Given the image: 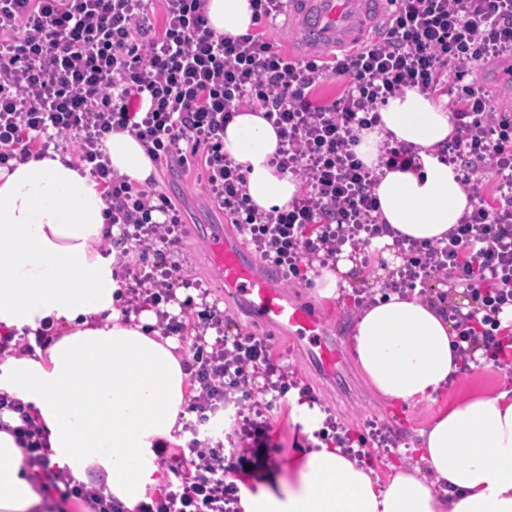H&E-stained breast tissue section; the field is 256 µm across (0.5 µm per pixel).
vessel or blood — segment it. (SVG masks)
I'll return each mask as SVG.
<instances>
[{"mask_svg":"<svg viewBox=\"0 0 512 512\" xmlns=\"http://www.w3.org/2000/svg\"><path fill=\"white\" fill-rule=\"evenodd\" d=\"M386 0H287L288 24L302 51L342 49L355 45L378 29ZM209 262L219 288L252 311L259 323L289 329L294 337L309 338L313 355L326 375H334L339 362L335 342L324 317L289 301L279 287L281 273H259V257L237 238L210 228Z\"/></svg>","mask_w":512,"mask_h":512,"instance_id":"b4317fda","label":"vessel or blood"}]
</instances>
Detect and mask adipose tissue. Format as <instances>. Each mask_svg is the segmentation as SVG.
I'll return each instance as SVG.
<instances>
[{
	"instance_id": "ef3b65f1",
	"label": "adipose tissue",
	"mask_w": 512,
	"mask_h": 512,
	"mask_svg": "<svg viewBox=\"0 0 512 512\" xmlns=\"http://www.w3.org/2000/svg\"><path fill=\"white\" fill-rule=\"evenodd\" d=\"M205 9L216 33L238 36L253 25L249 0H206ZM454 130L448 110L409 89L360 134L366 163L386 142L422 156L420 167L384 169L374 187L384 226L376 247L389 266L400 263L396 242L436 243L472 209L458 170L431 153ZM279 141L260 110H242L224 126V153L260 211L287 206L300 192L291 173L270 163ZM105 151L130 182L154 179L151 159L129 131L112 132ZM107 208L89 169L61 156L0 172V334L18 337L46 323L62 331L35 356L1 363L0 391L30 404L48 435L51 464L82 481L99 473L105 493L135 512L160 488V442L184 441L188 382L179 346L155 330V316L126 309L115 257L99 248ZM454 338L447 310L416 293L364 309L349 349L366 381L386 400L437 408L411 444L418 462L380 477L319 440L323 414L293 399L288 417L308 445L287 465L249 475L241 512H512V382L439 406L461 364ZM55 508L23 468L14 437L0 431V512Z\"/></svg>"
}]
</instances>
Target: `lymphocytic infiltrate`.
I'll use <instances>...</instances> for the list:
<instances>
[{
    "label": "lymphocytic infiltrate",
    "instance_id": "f902f5d3",
    "mask_svg": "<svg viewBox=\"0 0 512 512\" xmlns=\"http://www.w3.org/2000/svg\"><path fill=\"white\" fill-rule=\"evenodd\" d=\"M163 18L152 26L145 0H0V169L70 150L110 203L101 246L121 243L156 277L135 280L128 262L120 277L131 294L155 312L161 335H191L192 407L205 412L233 393L284 395L287 374L277 373L261 338L224 334V313L203 306L182 320L166 306L181 266L171 258L184 228L179 209L163 193L135 186L114 172L103 150L111 132L129 131L152 162L202 156L207 194L263 259L283 267L287 279L311 269L316 254L335 255L345 244L369 249L382 232L373 193L378 167L421 163L418 150L384 144L377 167L355 148L362 130L378 121L377 107L408 89L436 92L459 85L455 135L438 144L440 160L460 165L465 190L477 191L479 166L495 163L499 197L464 214L436 244L412 243L392 288L431 276L449 284L440 299L456 332L463 361L477 350L507 359L500 316L512 309V114L497 111L482 87L463 84L469 70L512 53V0H390L383 28L362 44L330 56L291 60L262 33L216 34L205 0H162ZM344 85L339 98L318 103L313 91L324 75ZM248 106L263 110L281 141L276 166L301 183L288 208L259 212L249 206L243 173L224 155V125ZM463 289L472 303L455 304ZM264 386H257V379ZM0 418L19 445L31 479L59 492L86 512H124L112 497L50 467L48 438L21 400L0 392ZM243 447L225 463L221 443L194 440L159 449L170 477L142 512H237L236 477L258 466L269 447V428L239 415Z\"/></svg>",
    "mask_w": 512,
    "mask_h": 512
}]
</instances>
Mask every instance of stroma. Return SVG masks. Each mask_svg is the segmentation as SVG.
I'll list each match as a JSON object with an SVG mask.
<instances>
[{
  "instance_id": "35a3bbf8",
  "label": "stroma",
  "mask_w": 512,
  "mask_h": 512,
  "mask_svg": "<svg viewBox=\"0 0 512 512\" xmlns=\"http://www.w3.org/2000/svg\"><path fill=\"white\" fill-rule=\"evenodd\" d=\"M204 172L200 158L190 159L188 164H174L171 170L160 169L149 188L167 194L181 209L187 225L220 224L225 232L235 227L226 223L224 213L204 190ZM356 262L350 273L348 285L340 289L338 296L320 297L315 280L320 274L321 261H314L303 279L285 283L290 298L301 304H314L323 313L336 338L342 364L334 380L323 379L319 366L309 360L304 345L295 343L279 328L258 326L247 309L232 297L220 294L213 288L214 276L208 259V247L202 236L187 233L181 251L175 259L183 267L182 279L201 284L208 289V302L223 311L228 322V332H249L264 337L273 350L274 362L293 374L300 401L317 406L327 418L335 420L346 448L353 456L371 461L380 476H387L390 465L408 459L406 444L425 428L435 409L430 405L407 407L383 399L367 383L350 355L348 336L353 320L363 305L371 303L393 276L385 268L376 252L360 247L351 251ZM512 379V368L499 364L461 365L458 374L444 393L443 402L458 400L474 393L497 391L504 378ZM270 426V456L280 464H287L296 444L305 443V436L288 423V402L280 400L265 411Z\"/></svg>"
}]
</instances>
